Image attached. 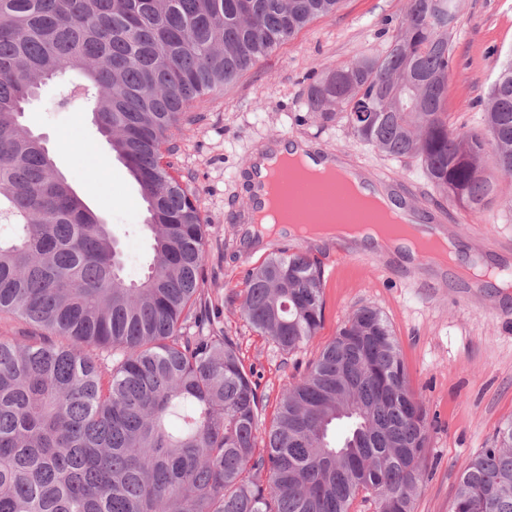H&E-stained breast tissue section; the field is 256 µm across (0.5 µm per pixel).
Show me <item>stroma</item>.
<instances>
[{"label": "stroma", "mask_w": 512, "mask_h": 512, "mask_svg": "<svg viewBox=\"0 0 512 512\" xmlns=\"http://www.w3.org/2000/svg\"><path fill=\"white\" fill-rule=\"evenodd\" d=\"M459 34L445 108L454 129L477 128L479 102L498 59L512 51V0H458ZM409 0H343L332 15L310 22L294 38L243 73L232 85L195 101L172 138L168 159L196 193L208 226L202 293L214 323L238 344L265 396L263 420L273 417L281 390L319 355L352 310L369 305L386 316L397 338L409 384L431 423L428 474L414 512H449L466 462L512 419V288L463 276L466 263L486 268L512 263V177L496 176L481 212L450 202L414 160H389L361 143L343 123L321 125L303 105L308 85L354 61L396 33ZM82 73L65 70L27 105L26 128L41 136L56 165L84 202L102 213L124 253L123 275L146 273L153 240L145 229L139 187L100 134L86 102L73 96ZM288 135L338 151L360 170L389 171L398 185H414V207L447 217L441 229L458 249L453 264L404 261L349 239L267 236L252 250L240 240L246 207L242 174L270 140ZM317 256L324 267V320L317 337L289 359L246 323L240 309L242 269L260 264L280 245Z\"/></svg>", "instance_id": "stroma-1"}]
</instances>
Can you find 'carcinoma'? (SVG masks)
Instances as JSON below:
<instances>
[{"label":"carcinoma","instance_id":"carcinoma-1","mask_svg":"<svg viewBox=\"0 0 512 512\" xmlns=\"http://www.w3.org/2000/svg\"><path fill=\"white\" fill-rule=\"evenodd\" d=\"M341 0H0V313L47 331L0 339V512H413L427 411L382 312L355 309L281 393L268 428L236 342L203 301L208 225L165 154L190 104L227 85ZM455 0H410L395 35L309 87L322 125L345 122L385 157L417 159L479 212L485 155L512 175V55L479 128L444 104ZM138 183L153 258L137 283L120 243L20 118L65 69ZM324 270L279 251L242 277L249 326L288 356L323 321ZM265 473L266 482L257 479ZM450 512H512V419L463 470Z\"/></svg>","mask_w":512,"mask_h":512}]
</instances>
